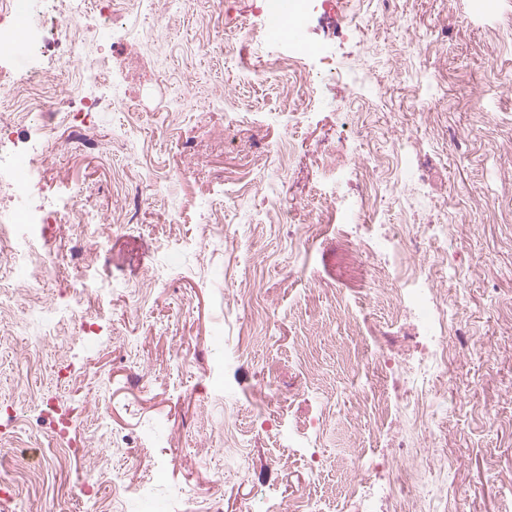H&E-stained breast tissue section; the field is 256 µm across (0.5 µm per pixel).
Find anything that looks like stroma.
I'll return each instance as SVG.
<instances>
[{
  "mask_svg": "<svg viewBox=\"0 0 512 512\" xmlns=\"http://www.w3.org/2000/svg\"><path fill=\"white\" fill-rule=\"evenodd\" d=\"M156 2L122 45L161 74L144 111L97 113L81 144L62 113L18 121L19 141L47 129L57 143L35 196L78 190L97 218L89 267L71 259L66 214L20 238L56 264L42 301H71L84 278L109 288L81 305L89 335L0 315V512H56L93 471L82 512L102 499L108 512H185L219 477L218 512H289L301 494L312 512H346V489L388 480L351 458L397 467L395 435L419 449L416 512H512V0H362L352 26L311 0L293 43L270 41L260 0ZM374 181L381 220L448 227L447 244L425 236L405 255L448 291L429 319L448 323L446 397L429 417L381 410L376 378L355 367L397 330L395 280L369 294L380 331H352L334 228L288 234L320 223L313 198L356 205ZM118 478L150 500L116 493Z\"/></svg>",
  "mask_w": 512,
  "mask_h": 512,
  "instance_id": "1",
  "label": "stroma"
}]
</instances>
